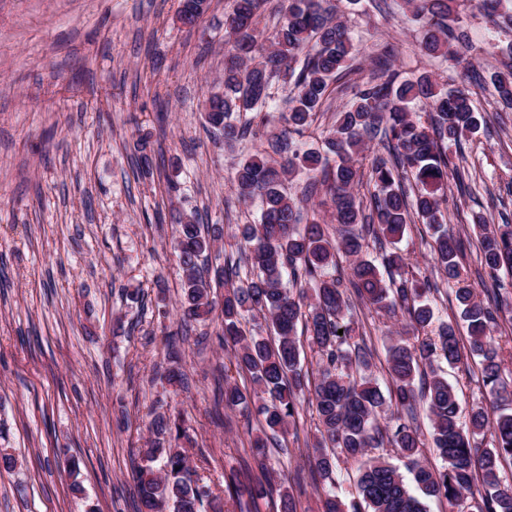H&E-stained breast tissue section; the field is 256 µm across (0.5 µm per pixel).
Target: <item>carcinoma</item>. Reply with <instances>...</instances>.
I'll return each instance as SVG.
<instances>
[{
    "label": "carcinoma",
    "mask_w": 512,
    "mask_h": 512,
    "mask_svg": "<svg viewBox=\"0 0 512 512\" xmlns=\"http://www.w3.org/2000/svg\"><path fill=\"white\" fill-rule=\"evenodd\" d=\"M464 2L406 0L424 30L419 50L432 58L453 57L471 83L481 88L491 83L498 101L512 106V43L490 47L489 54L503 58V70L485 80L471 61L473 46L461 25ZM266 3L233 0L225 20L223 88L206 97L212 104L206 122L221 127L227 149L236 147L257 116L264 127L274 121L280 125L267 147L241 160L235 172L239 197L258 201L260 217L238 226L246 250L236 261L225 257L220 275L210 274L209 259L223 238L222 228L180 219L174 245L183 273L182 320H210L218 307L213 289H224L218 307L224 348L232 351L237 373L250 381L224 388L225 407L246 411L252 400H262L258 411L274 435L296 425L300 399L315 409L318 452L310 469L291 477L284 465L275 469L259 462L261 494L290 478L298 483L308 478L321 487L322 512H426L400 468L381 458L364 463L359 500L347 504L336 493V450L357 459L386 443L399 449L426 495L452 505L477 493L479 512H512V487L501 485L498 476L501 463L512 461V413L496 415L490 446L479 447L476 436L487 427V411H474L469 426H463L457 394L437 366L439 361L458 363L466 353L480 357L491 409L512 405V381L501 374V347L494 336L498 314L512 308V292L498 281L489 301L478 298L461 271L463 243L448 233L442 208L449 183L462 194L471 192L462 139L488 125L486 112L468 89L444 86L430 73L399 79L391 63L393 48L387 46L354 96L336 110L325 151L307 148L303 138L337 83L362 73L360 48L335 0H288L284 21L264 38L259 24ZM207 7L208 0H186L181 12L193 16L183 23L196 24ZM479 9L493 25L512 27V0H479ZM275 80L289 89L288 111L277 116L269 109ZM418 102L429 106L424 121L413 112ZM373 141L378 153L368 179L374 192L364 200L354 188L362 177L359 156ZM148 146L149 136H139L137 165L145 176L153 172ZM272 153L280 160L270 159ZM301 174L310 189L323 191L324 212L303 211L286 192ZM417 220L432 230L430 250L467 322L466 347L452 323L441 324L434 336L425 333L434 316L427 297L436 288L410 270L397 247ZM327 222L338 225V238L326 233ZM473 231L480 238L481 266L494 276L502 270L512 275V224L481 220ZM369 238L379 250L376 260L364 254ZM342 255L351 258L346 268L340 265ZM243 267L249 275L241 279ZM357 302L407 317L409 337L388 349L392 388L387 397L369 374L372 353L365 338L352 336L345 323ZM247 316L263 321L267 335L247 332ZM300 331L320 365L312 380L302 373ZM419 407L431 421L434 448L446 463L438 472L421 460ZM150 431L136 470L138 512H218L208 510L213 492L192 478L185 450L177 445L185 436L179 416L156 415ZM245 489L240 473L224 477L229 498L242 496Z\"/></svg>",
    "instance_id": "cac0c4a2"
}]
</instances>
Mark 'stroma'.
<instances>
[{"instance_id":"1","label":"stroma","mask_w":512,"mask_h":512,"mask_svg":"<svg viewBox=\"0 0 512 512\" xmlns=\"http://www.w3.org/2000/svg\"><path fill=\"white\" fill-rule=\"evenodd\" d=\"M358 0L345 13L372 70L384 43L397 45L401 78L429 71L460 80L454 62L421 57L420 27L403 5ZM180 0H0V512H135V466L155 413H181L187 455L216 494L224 477L254 466L260 416L224 406L228 370L219 321L179 322L182 271L172 249L184 213L224 227L256 221L233 175L260 143L227 151L201 110L224 79V20L232 0H210L192 27ZM481 74L497 70L491 44L512 42L474 6L461 12ZM480 101L504 128L464 141L476 171L472 196L449 191L448 227L466 244L473 287L477 218L512 224V109L490 92ZM151 133L154 175L142 177L134 143ZM427 225L401 244L415 272L436 282L435 323L455 322L451 288L434 265ZM142 289L135 304L128 291ZM354 327L388 389L387 350L403 318L357 307ZM176 351L183 382L163 374ZM462 416L488 404L481 366L445 367ZM316 415L304 407L288 435V468H305Z\"/></svg>"}]
</instances>
